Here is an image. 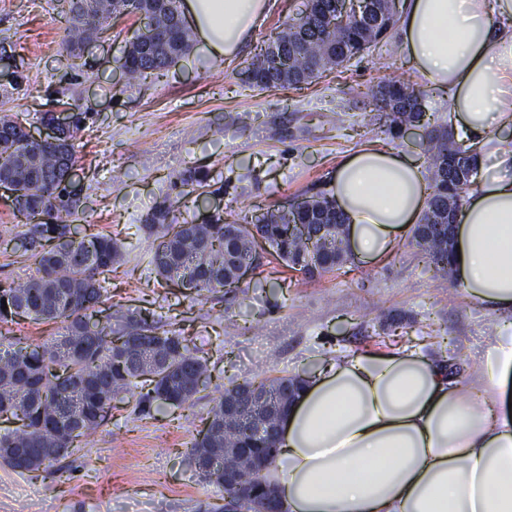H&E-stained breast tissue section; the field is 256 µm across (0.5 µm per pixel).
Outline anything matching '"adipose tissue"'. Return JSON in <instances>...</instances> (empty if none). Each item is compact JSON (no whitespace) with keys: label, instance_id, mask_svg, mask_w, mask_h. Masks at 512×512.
I'll use <instances>...</instances> for the list:
<instances>
[{"label":"adipose tissue","instance_id":"ef3b65f1","mask_svg":"<svg viewBox=\"0 0 512 512\" xmlns=\"http://www.w3.org/2000/svg\"><path fill=\"white\" fill-rule=\"evenodd\" d=\"M267 0H183L201 46L233 57ZM399 33L426 87L482 155L512 166V0H404ZM329 197L350 258L387 256L426 208L421 167L361 148ZM449 261L471 300L506 320L478 367L448 374L421 348L353 351L321 362L279 423L263 476L280 512H512V178L483 176L456 215Z\"/></svg>","mask_w":512,"mask_h":512}]
</instances>
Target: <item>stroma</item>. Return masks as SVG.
I'll use <instances>...</instances> for the list:
<instances>
[{
    "label": "stroma",
    "mask_w": 512,
    "mask_h": 512,
    "mask_svg": "<svg viewBox=\"0 0 512 512\" xmlns=\"http://www.w3.org/2000/svg\"><path fill=\"white\" fill-rule=\"evenodd\" d=\"M304 3L268 0L260 25L231 60L210 59L195 46L165 74L129 88L120 59L138 16L112 20L105 37L87 45L92 68L75 80L51 0H0V39L24 57L31 86L8 108L34 112L45 88L68 86L92 115L75 141L74 179L88 222L124 244L100 315L116 324L136 316L181 330L211 374L184 407L157 402L141 413L133 397L113 401L107 423L63 466L21 472L0 464V512H201L221 503L224 491L202 480L189 451L230 384L301 375L337 351L401 344L421 345L466 370L481 360L498 315L436 277L408 238L389 258L353 264L347 273L308 279L262 263L246 277L245 295L188 294L162 285L150 263L156 241L145 218L186 170H204L207 178L184 197L179 221L201 224L215 213L256 216L307 191L327 190L337 164L368 143L423 159L427 129L411 127L392 140L361 123L372 108L368 87L393 76L420 82L400 37L299 89L259 91L242 83L239 72L263 40ZM336 111L343 117L337 127L328 122ZM25 230L0 191V280L34 274L35 258L17 246ZM390 311L405 319L381 330Z\"/></svg>",
    "instance_id": "35a3bbf8"
}]
</instances>
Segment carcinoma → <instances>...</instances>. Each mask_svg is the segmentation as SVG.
<instances>
[{
    "label": "carcinoma",
    "instance_id": "cac0c4a2",
    "mask_svg": "<svg viewBox=\"0 0 512 512\" xmlns=\"http://www.w3.org/2000/svg\"><path fill=\"white\" fill-rule=\"evenodd\" d=\"M53 2L54 19L64 23L63 45L75 69L87 65L84 49L118 15L144 11L153 18L148 37L137 31L126 42L120 68L129 81L174 66L194 41L179 0ZM371 5L368 14L350 15L343 21L336 14V0H308L300 17L284 23L264 41L241 72L242 82L260 91L300 88L369 52L399 20L384 0H371ZM59 95L56 102L69 107L71 122L55 143L32 139L18 114L0 115V182L12 186L14 214L28 226L21 238L24 252L35 257L40 273L24 283L0 281V324L25 318L35 323L58 321L64 329L41 344L0 335V418L18 423L0 435V444L15 449L12 455L0 456V462L27 472L72 455L105 421L117 397L138 393L143 412L162 395L166 405L181 407L192 403L194 393L182 391L180 381L196 383L208 371L207 360L193 354L186 338L175 330L134 318L114 329L112 317L97 318L95 307L107 293L103 274L122 259L123 244L73 225L82 206L71 180L77 163L74 139L88 114L76 102L62 99L64 92ZM371 95L374 112L363 115L365 125L379 124L382 133L395 138L408 126L429 124L425 92L408 80H383ZM425 155L431 193L420 222L412 229V240L435 272L450 280L448 253L455 217L477 177L475 152L442 126L433 130ZM181 199L180 193L165 197L145 222L152 229L161 228L151 257L157 276L191 294L200 296L219 288L248 294L241 287L237 267L225 259L231 252L239 263L254 268L268 254L311 278L339 270L349 261L342 247L343 215L325 194L309 196L304 206L288 212L269 207L259 223L246 216L227 222L218 213L202 226L200 237L179 224ZM231 223L237 225L236 235L228 238L224 227ZM323 224L339 228L328 248L313 238ZM289 381L300 383L284 375L253 386L276 405L281 387ZM261 415L260 408L247 407L242 422L226 428L224 398H219L209 412L206 433L190 449L192 461L200 458L202 448H260L265 457H271L275 444L255 437L250 428L251 419ZM240 476L255 491L251 512H275L277 504L268 500L260 471L243 462Z\"/></svg>",
    "mask_w": 512,
    "mask_h": 512
}]
</instances>
